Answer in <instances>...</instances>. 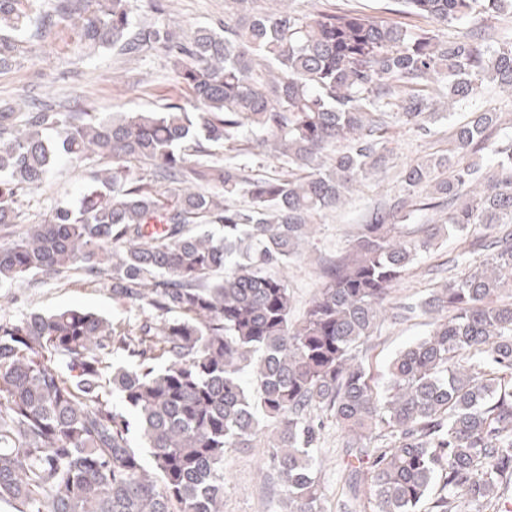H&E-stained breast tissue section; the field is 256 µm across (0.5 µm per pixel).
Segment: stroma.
Wrapping results in <instances>:
<instances>
[{
    "label": "stroma",
    "instance_id": "stroma-1",
    "mask_svg": "<svg viewBox=\"0 0 512 512\" xmlns=\"http://www.w3.org/2000/svg\"><path fill=\"white\" fill-rule=\"evenodd\" d=\"M225 0H167L164 14H156L151 0H130L138 23L161 22L183 34L199 26L215 29L224 24ZM21 51L8 68L0 70V106L25 111L27 106L51 100L56 110L75 108L108 117L115 112L162 110L170 99L181 96L173 62L156 48H145L128 57L109 48H93L80 40L71 20L57 19L42 31L24 30ZM500 112L512 120V92L485 85L468 109L457 111L453 120L435 123L431 136H420L411 126L399 123L391 130L392 160L384 172L357 184L341 208L317 215L314 230L302 247V258L288 270L294 296V315H301L316 291L319 259L345 252L367 211L381 199L397 195L399 173L408 165L446 152L454 122L469 112ZM86 183L81 168L59 161L47 182L36 191L22 194L24 210L47 220L57 202L79 196ZM461 240L448 238L410 268L394 292L395 297H418L436 287L438 270L447 269L460 250ZM6 307L11 319L32 312L47 313L63 307H79L107 318L120 328L138 325L142 309L113 295L107 279L73 276L57 280L39 273L8 288ZM427 330L424 319L385 322L367 344L366 357L374 370H382L404 346ZM319 456L323 461L320 481L325 512H370L366 498L344 505L340 472L347 456L334 427H327ZM268 435L260 433L252 447L232 452L224 465V512H278L281 506L277 480L267 479Z\"/></svg>",
    "mask_w": 512,
    "mask_h": 512
}]
</instances>
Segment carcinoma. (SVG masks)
<instances>
[{
  "label": "carcinoma",
  "instance_id": "1",
  "mask_svg": "<svg viewBox=\"0 0 512 512\" xmlns=\"http://www.w3.org/2000/svg\"><path fill=\"white\" fill-rule=\"evenodd\" d=\"M230 2L221 31L180 36L164 23L134 26L130 0H56L55 14L36 18L24 0H0V68L28 26L75 16L90 46L163 50L204 107L193 116L175 101L112 118L0 110V226L21 223L20 193L49 178L48 131L88 169L78 203L0 244V285L43 271L106 276L149 314L136 330L74 307L0 317V502L14 512H223L226 458L265 423L284 512H321L315 452L328 420L352 449L351 498L369 476L370 512H488L512 480V301L501 299L512 291V136L492 141L501 115L472 113L448 153L407 166L403 193L321 266L297 319L276 268L301 256L316 215L386 165L393 124L430 133L432 93L459 106L485 82L512 89V37L493 46L481 27L441 41L349 7ZM396 3L444 26L512 14V0ZM244 127L288 177L214 158L211 145ZM492 146L501 160L490 174L476 156ZM423 187L448 212L410 237L403 226ZM237 195L248 205H230ZM480 227L496 230L470 243L483 261L402 307L434 322L374 375L359 348L396 284L441 232Z\"/></svg>",
  "mask_w": 512,
  "mask_h": 512
}]
</instances>
